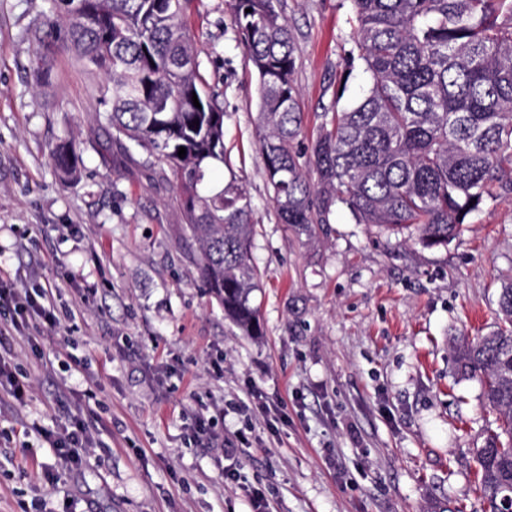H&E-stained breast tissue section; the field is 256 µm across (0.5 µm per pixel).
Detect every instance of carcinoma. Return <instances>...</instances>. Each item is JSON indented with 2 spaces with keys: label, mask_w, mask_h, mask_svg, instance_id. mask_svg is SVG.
I'll return each instance as SVG.
<instances>
[{
  "label": "carcinoma",
  "mask_w": 512,
  "mask_h": 512,
  "mask_svg": "<svg viewBox=\"0 0 512 512\" xmlns=\"http://www.w3.org/2000/svg\"><path fill=\"white\" fill-rule=\"evenodd\" d=\"M280 0H234V24L258 75L257 130L277 219L300 233L329 223L338 205L358 224L408 230L425 247L446 246L488 198L512 195V0H351L353 50L371 83L335 112L311 143L308 167L292 80L294 40ZM32 32L44 56L72 51L103 72L98 123L178 177L174 200L198 245L197 270L246 336L262 334L251 295L258 288L253 208L230 180L207 179L224 162L225 113L204 89L198 50L184 19L191 0H52ZM252 12H246V9ZM197 96L200 107L193 105ZM199 125H194V121ZM186 148L185 157L178 156ZM50 159L67 179L78 156L66 142ZM505 326L455 347L461 376L478 378L497 431L476 449V481L486 512L512 501V282L502 286Z\"/></svg>",
  "instance_id": "carcinoma-1"
}]
</instances>
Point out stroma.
Returning <instances> with one entry per match:
<instances>
[{
	"label": "stroma",
	"instance_id": "1",
	"mask_svg": "<svg viewBox=\"0 0 512 512\" xmlns=\"http://www.w3.org/2000/svg\"><path fill=\"white\" fill-rule=\"evenodd\" d=\"M280 10L309 143L371 76L360 62L343 71L350 0ZM49 14V0H0V267L34 274L64 317L38 353L16 347L27 403L0 393V512H250L246 485L274 512H483L475 450L496 425L452 346L502 325L512 196L487 199L445 247L355 223L344 207L314 238L296 235L270 202L233 0H193L185 23L226 113L211 177L236 180L257 226L263 333L242 335L198 279L174 172L100 128L103 72L57 50L37 81L31 32ZM64 139L82 158L73 180L49 159ZM252 386L268 415L238 412ZM71 415L101 440L76 473L32 430ZM201 418L247 447L222 457Z\"/></svg>",
	"mask_w": 512,
	"mask_h": 512
}]
</instances>
